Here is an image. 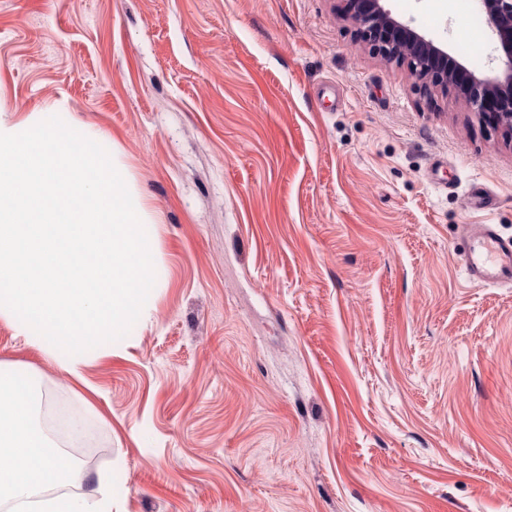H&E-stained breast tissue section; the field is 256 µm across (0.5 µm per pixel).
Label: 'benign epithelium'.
<instances>
[{"instance_id":"obj_1","label":"benign epithelium","mask_w":512,"mask_h":512,"mask_svg":"<svg viewBox=\"0 0 512 512\" xmlns=\"http://www.w3.org/2000/svg\"><path fill=\"white\" fill-rule=\"evenodd\" d=\"M350 2L357 8L349 9L346 18L373 51L388 58L406 48L410 53L407 67L425 95L454 90L479 119L500 128L503 137L512 140V0H483L488 27L498 37L504 55L503 67L491 76L466 69L447 50L393 17L381 0Z\"/></svg>"}]
</instances>
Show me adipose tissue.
Masks as SVG:
<instances>
[{
    "label": "adipose tissue",
    "mask_w": 512,
    "mask_h": 512,
    "mask_svg": "<svg viewBox=\"0 0 512 512\" xmlns=\"http://www.w3.org/2000/svg\"><path fill=\"white\" fill-rule=\"evenodd\" d=\"M18 368L0 363V503L10 512H114L116 498L107 477L81 493L89 472L65 457L38 425L47 403L39 387L16 394L11 379Z\"/></svg>",
    "instance_id": "obj_1"
}]
</instances>
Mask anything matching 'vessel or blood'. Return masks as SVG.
<instances>
[{"instance_id":"vessel-or-blood-1","label":"vessel or blood","mask_w":512,"mask_h":512,"mask_svg":"<svg viewBox=\"0 0 512 512\" xmlns=\"http://www.w3.org/2000/svg\"><path fill=\"white\" fill-rule=\"evenodd\" d=\"M460 235L468 242L465 274L477 285L512 286V237L492 224H462Z\"/></svg>"}]
</instances>
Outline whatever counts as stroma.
I'll list each match as a JSON object with an SVG mask.
<instances>
[{"mask_svg": "<svg viewBox=\"0 0 512 512\" xmlns=\"http://www.w3.org/2000/svg\"><path fill=\"white\" fill-rule=\"evenodd\" d=\"M478 75L463 0H385ZM343 0H0V121L96 133L157 216L160 285L74 382L0 318L102 453L120 512H512V143L427 100ZM497 209L465 206L474 186ZM459 234L468 241L465 274L477 285L512 286V237L493 224H461Z\"/></svg>", "mask_w": 512, "mask_h": 512, "instance_id": "1", "label": "stroma"}]
</instances>
